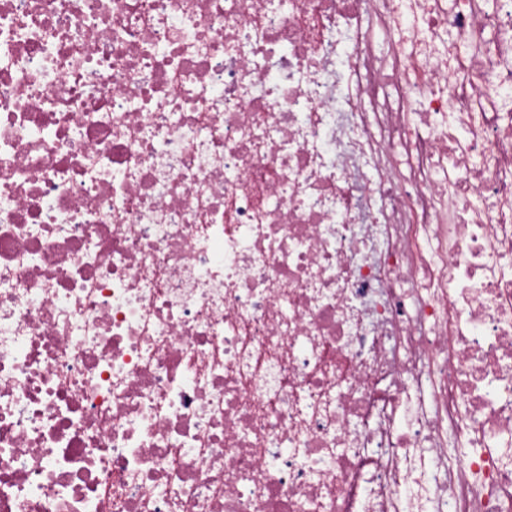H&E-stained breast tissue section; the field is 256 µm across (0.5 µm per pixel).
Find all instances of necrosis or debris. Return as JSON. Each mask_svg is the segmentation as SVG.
I'll list each match as a JSON object with an SVG mask.
<instances>
[{
	"label": "necrosis or debris",
	"mask_w": 512,
	"mask_h": 512,
	"mask_svg": "<svg viewBox=\"0 0 512 512\" xmlns=\"http://www.w3.org/2000/svg\"><path fill=\"white\" fill-rule=\"evenodd\" d=\"M0 512H512V0H0ZM367 30V39L372 47L379 53H386L392 34L388 28L383 27L374 17H367L364 21Z\"/></svg>",
	"instance_id": "necrosis-or-debris-1"
}]
</instances>
